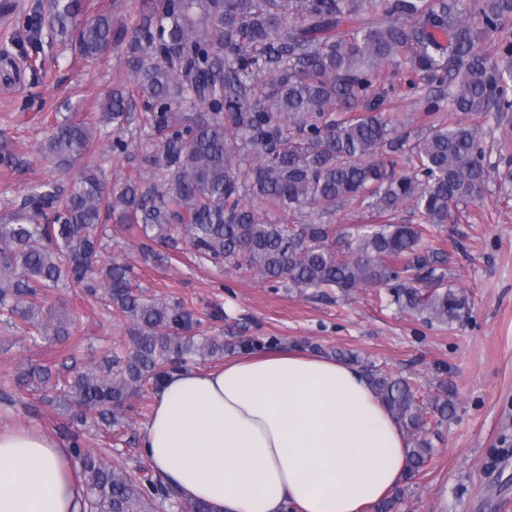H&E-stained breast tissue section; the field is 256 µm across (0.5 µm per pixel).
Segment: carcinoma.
Wrapping results in <instances>:
<instances>
[{"instance_id":"carcinoma-1","label":"carcinoma","mask_w":512,"mask_h":512,"mask_svg":"<svg viewBox=\"0 0 512 512\" xmlns=\"http://www.w3.org/2000/svg\"><path fill=\"white\" fill-rule=\"evenodd\" d=\"M85 12V0H52L48 22L62 34L79 30L87 59L125 45L133 81L99 101L95 120L56 123L43 154L68 167L110 125V150L133 157L123 129L139 101L153 142L139 162L150 178L129 175L114 189L86 166L68 187L36 188L0 219L1 312L38 337L69 338L76 323L53 317L41 298L68 281L107 290L131 322L130 346L106 351L99 367L64 377L45 364L24 374L74 408V420L100 415L110 440L126 402L161 387L185 356L280 345L260 336L195 343L184 307L134 294L133 267L102 257L112 218L150 242L183 239L269 284L385 288L403 312L440 324L458 317L465 298L448 285L437 231L460 205L482 201L490 168L512 165L487 157L484 126L472 121L512 113V67L475 49L494 37L512 58V0H152L130 37L112 11ZM403 59L418 83L439 89L425 99L427 131L413 141L383 112L384 72ZM448 107L461 115L449 125L439 117ZM356 199L380 221L352 232L291 222ZM404 204L418 223L394 222ZM364 373L411 437L404 487L373 505L394 512L432 454L421 437L428 414L440 426L451 412L448 399L425 405L407 380L376 365ZM70 441L87 512H157L158 496H169L151 477L108 465L106 449L81 447L78 433Z\"/></svg>"}]
</instances>
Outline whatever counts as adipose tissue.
Instances as JSON below:
<instances>
[{
	"label": "adipose tissue",
	"instance_id": "1",
	"mask_svg": "<svg viewBox=\"0 0 512 512\" xmlns=\"http://www.w3.org/2000/svg\"><path fill=\"white\" fill-rule=\"evenodd\" d=\"M407 436L354 365L289 348L173 371L141 432L149 466L218 512H363L406 470ZM70 452L0 429V512H81Z\"/></svg>",
	"mask_w": 512,
	"mask_h": 512
}]
</instances>
